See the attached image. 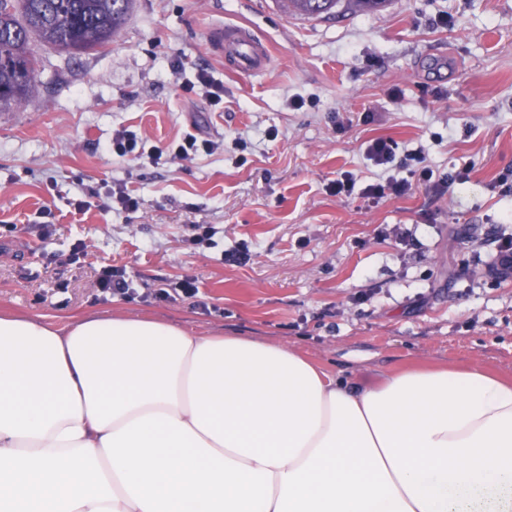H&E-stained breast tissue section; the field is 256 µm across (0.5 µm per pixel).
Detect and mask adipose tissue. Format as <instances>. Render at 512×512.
<instances>
[{"instance_id":"1","label":"adipose tissue","mask_w":512,"mask_h":512,"mask_svg":"<svg viewBox=\"0 0 512 512\" xmlns=\"http://www.w3.org/2000/svg\"><path fill=\"white\" fill-rule=\"evenodd\" d=\"M0 512H512V380L363 386L275 341L5 312Z\"/></svg>"}]
</instances>
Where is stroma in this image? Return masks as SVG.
Instances as JSON below:
<instances>
[{
	"label": "stroma",
	"instance_id": "1",
	"mask_svg": "<svg viewBox=\"0 0 512 512\" xmlns=\"http://www.w3.org/2000/svg\"><path fill=\"white\" fill-rule=\"evenodd\" d=\"M218 20L264 40L270 65L226 71L208 50ZM31 50L36 90L0 111V225L18 227L0 237V310L56 325L122 312L282 341L358 384L421 361L512 378V278L485 268L495 239L512 237L500 184L512 169V0H389L321 19L280 0H136L105 48L72 55L35 39ZM182 56L223 84V111L182 93L194 77L174 74ZM123 126L157 146L193 128L225 148L123 160L107 150ZM379 136L469 173L444 193L421 185L368 204L365 146ZM346 172L357 191L330 195ZM122 182L137 212L75 210ZM195 224L214 227L211 244L188 245ZM232 251L247 260L225 263ZM107 266L140 291L192 278L199 293L103 295Z\"/></svg>",
	"mask_w": 512,
	"mask_h": 512
}]
</instances>
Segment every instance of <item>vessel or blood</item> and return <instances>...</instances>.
Instances as JSON below:
<instances>
[{"mask_svg":"<svg viewBox=\"0 0 512 512\" xmlns=\"http://www.w3.org/2000/svg\"><path fill=\"white\" fill-rule=\"evenodd\" d=\"M209 46L222 57L226 68L249 75L263 70L269 62L268 45L251 30L234 25H216L211 29Z\"/></svg>","mask_w":512,"mask_h":512,"instance_id":"vessel-or-blood-1","label":"vessel or blood"}]
</instances>
